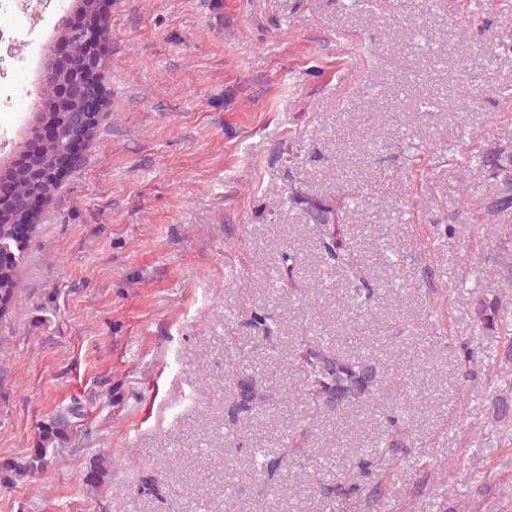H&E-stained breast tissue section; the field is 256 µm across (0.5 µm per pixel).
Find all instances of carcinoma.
Masks as SVG:
<instances>
[{
    "mask_svg": "<svg viewBox=\"0 0 512 512\" xmlns=\"http://www.w3.org/2000/svg\"><path fill=\"white\" fill-rule=\"evenodd\" d=\"M74 31L75 27L67 26L62 35L68 53L83 60L99 59V44L107 39V26L100 25L89 41L74 36ZM65 84L72 88V94L64 101L51 96L50 91H44L37 120L62 129L82 127L85 133H91L94 123L89 120V102L96 90L85 83L82 70L69 72ZM58 149L59 142L53 138L38 145L27 163L14 173V192L0 200V249L12 252V256L0 260V314L15 296L17 262L26 248L32 229L31 212L25 207V202L34 191L46 195L54 188L55 183L47 178V174L54 169ZM453 162L461 169L474 167L480 172L482 181L469 186L467 191L470 192L476 213L480 215V223L491 226L496 238V250L490 253L488 261L497 268L501 287L512 288V223L509 222L512 216V139L486 142L478 153L463 154ZM353 201L352 195L344 193L334 197H313L288 191V202L301 206L309 223L319 225L322 253L351 275L345 295L352 307L363 311L370 307L375 288L361 275L359 257L349 246L343 232V216ZM282 264L288 275L285 285L295 286L299 254L295 251L283 253ZM472 323L475 330L481 333L505 337L507 346L502 350V359L511 365L512 302L493 289L486 291L473 301ZM247 324L260 345L274 347L280 341V324L263 308L251 309ZM298 360L307 380L303 397L315 417L321 414L338 415L353 405L372 400L380 390L381 367L369 357H347L327 343L305 342ZM263 399L257 377L239 375L233 393L224 401V428L230 433L234 432ZM492 406V416L496 422L508 426L512 424L511 395L495 396ZM407 409L404 401L386 409V430L374 447L365 449L352 461L350 478L342 481L324 476L318 479V493L327 505L364 492L371 498L379 497V486L371 484L370 478L381 459L407 447ZM310 429L311 425L301 424L289 437V454L303 463L309 460L311 452L307 448ZM70 430L69 420L58 416L42 428L43 439H60L67 436ZM50 464L46 450L40 448L25 468L17 470V474L22 476L30 470L45 472ZM279 469L280 458L269 449H250V491L262 494L267 485L275 480Z\"/></svg>",
    "mask_w": 512,
    "mask_h": 512,
    "instance_id": "obj_1",
    "label": "carcinoma"
}]
</instances>
